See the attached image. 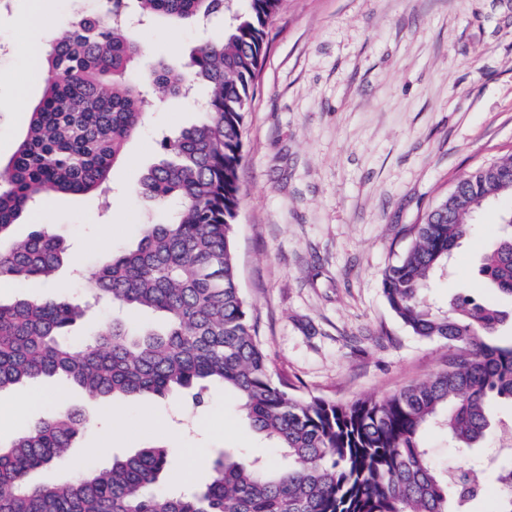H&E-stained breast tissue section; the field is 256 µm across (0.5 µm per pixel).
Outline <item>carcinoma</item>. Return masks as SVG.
I'll return each instance as SVG.
<instances>
[{"label":"carcinoma","instance_id":"carcinoma-1","mask_svg":"<svg viewBox=\"0 0 512 512\" xmlns=\"http://www.w3.org/2000/svg\"><path fill=\"white\" fill-rule=\"evenodd\" d=\"M112 0L71 21L49 43L51 78L25 138L0 171V242L40 202L58 193L104 194L112 164L142 122L144 88L168 96L207 89L199 121L170 144L171 158L146 171L138 192L175 204L147 222L132 249L112 255L83 284L84 297L112 306V324L72 336L83 302L21 296L0 303V391L57 378L92 398L147 400L173 390L203 402L211 386L233 390L248 425L274 440L287 464L269 467L222 450L212 476L190 494L164 492L169 448L155 444L112 457L60 483L34 480L73 448L90 425L65 408L0 444V512H468L483 492L469 459L438 470L425 432L443 427L456 447L482 446L498 426L495 403H512V345L490 338L506 323L494 303L468 296L431 307L423 294L470 234L469 219L512 197V154L480 164L409 229L411 245L384 269L390 309L416 336L437 339L446 369L384 399L336 404L303 398L274 379L239 287L234 254L239 168L250 87L266 30L281 0ZM226 14L224 32L196 46L180 70L143 66L133 22L199 26ZM64 241L38 224L0 248V282L53 280ZM479 273L512 298V211L481 258ZM161 313L157 329L122 313ZM504 490L496 512H512V459L489 458Z\"/></svg>","mask_w":512,"mask_h":512}]
</instances>
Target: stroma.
Returning a JSON list of instances; mask_svg holds the SVG:
<instances>
[{
  "label": "stroma",
  "instance_id": "obj_1",
  "mask_svg": "<svg viewBox=\"0 0 512 512\" xmlns=\"http://www.w3.org/2000/svg\"><path fill=\"white\" fill-rule=\"evenodd\" d=\"M32 0L0 10V166L25 136L45 80L18 45L48 44L95 0H43L54 28L35 24ZM137 38L147 57L183 65L201 34L158 21ZM28 77L18 88L17 74ZM200 98L153 94L143 120L113 165L109 203L96 195L50 198L35 218L16 224L14 238L45 224L69 246L71 260L39 290L0 288L8 303L38 292L76 299L82 277L111 251L129 247L137 225L162 222L167 211L136 188L167 156L163 138L193 125ZM242 201L234 248L239 284L257 336L276 376L303 396L335 403L380 399L444 369L448 348L413 335L393 314L381 274L409 243L405 227L472 167L512 154V0H282L267 29L265 55L246 113ZM512 199L492 202L472 217L471 234L425 293L447 308L467 292L496 293L477 273L479 259ZM39 400L22 419L0 406V442L9 443L47 418L58 402L92 421L77 447L43 473L66 480L79 467L101 468L113 456L153 441L184 471L183 491L211 477L222 449L246 448L277 465V448L239 416L233 392L210 389L205 405L186 396L116 401L89 399L51 381L28 384ZM121 424L124 439L106 457L88 447Z\"/></svg>",
  "mask_w": 512,
  "mask_h": 512
}]
</instances>
